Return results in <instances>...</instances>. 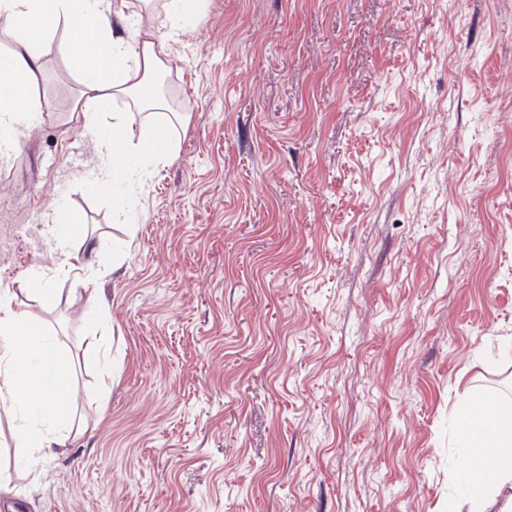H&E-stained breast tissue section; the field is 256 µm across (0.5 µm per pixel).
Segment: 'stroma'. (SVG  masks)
<instances>
[{"instance_id":"obj_1","label":"stroma","mask_w":512,"mask_h":512,"mask_svg":"<svg viewBox=\"0 0 512 512\" xmlns=\"http://www.w3.org/2000/svg\"><path fill=\"white\" fill-rule=\"evenodd\" d=\"M61 38L52 114L0 162V283L75 356L94 432L22 477L23 512H448L458 413L512 362V0H207L161 79L179 148L93 189ZM115 271L27 292L59 203ZM96 288L97 306L87 304ZM86 312L77 321L75 310ZM109 314L112 377L82 358Z\"/></svg>"}]
</instances>
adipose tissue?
<instances>
[{
	"label": "adipose tissue",
	"instance_id": "adipose-tissue-1",
	"mask_svg": "<svg viewBox=\"0 0 512 512\" xmlns=\"http://www.w3.org/2000/svg\"><path fill=\"white\" fill-rule=\"evenodd\" d=\"M205 8V0H166L162 13L143 23L134 0H0V21L11 36L10 48L0 54V151L12 153L17 131L44 120L45 108L34 94L43 71L42 46L61 31L81 75L76 108L85 126L98 132L107 168L102 185L117 189L165 165L175 152L167 125L138 127L108 107L166 68L181 30ZM132 19L137 25L129 40L120 28ZM99 57L108 60L107 68L95 69ZM94 273L93 263L71 252L43 265L33 293L53 300L61 278L86 280ZM38 323L20 309L15 292L0 290V411L10 416L14 445L28 450L33 469L62 455L70 436L88 428L70 414L79 398L71 382L72 355L52 337L35 334ZM458 448L469 512H485L488 476L512 488V405L491 396L470 402L459 424Z\"/></svg>",
	"mask_w": 512,
	"mask_h": 512
}]
</instances>
